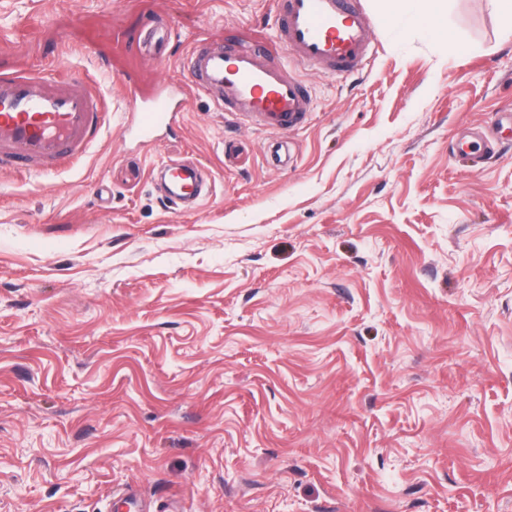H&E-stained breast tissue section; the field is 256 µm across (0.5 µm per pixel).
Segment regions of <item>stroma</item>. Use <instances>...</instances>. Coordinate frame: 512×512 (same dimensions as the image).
Returning <instances> with one entry per match:
<instances>
[{"instance_id": "stroma-1", "label": "stroma", "mask_w": 512, "mask_h": 512, "mask_svg": "<svg viewBox=\"0 0 512 512\" xmlns=\"http://www.w3.org/2000/svg\"><path fill=\"white\" fill-rule=\"evenodd\" d=\"M362 6V74L293 67L283 168L181 91L193 39L272 36L273 0H0V68L107 111L72 167L0 173V512H512V41L494 0H447L457 54ZM170 162L203 167L197 208ZM172 120L173 114L166 99L159 95L151 109L138 113L136 128L142 135L147 136L161 125H170ZM164 178L169 184V196L175 200L190 197L197 199L194 169L185 166L167 165L164 170Z\"/></svg>"}]
</instances>
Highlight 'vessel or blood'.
<instances>
[{
  "mask_svg": "<svg viewBox=\"0 0 512 512\" xmlns=\"http://www.w3.org/2000/svg\"><path fill=\"white\" fill-rule=\"evenodd\" d=\"M272 39L241 44L196 38L184 58L189 90L207 94L216 107L257 130L285 134L303 128L313 112L307 85L288 67L297 60L323 74L363 72L375 40L361 0H274ZM105 114L95 83L65 70L0 71V171L50 174L73 163L98 138ZM165 98L138 113L136 127L149 135L170 124ZM172 198L196 194V173L166 166Z\"/></svg>",
  "mask_w": 512,
  "mask_h": 512,
  "instance_id": "obj_1",
  "label": "vessel or blood"
}]
</instances>
